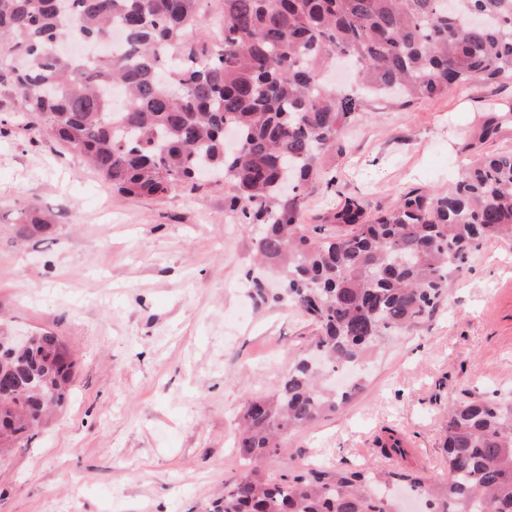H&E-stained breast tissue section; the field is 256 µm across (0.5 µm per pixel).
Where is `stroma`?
Wrapping results in <instances>:
<instances>
[{"label":"stroma","mask_w":512,"mask_h":512,"mask_svg":"<svg viewBox=\"0 0 512 512\" xmlns=\"http://www.w3.org/2000/svg\"><path fill=\"white\" fill-rule=\"evenodd\" d=\"M509 105L510 81L404 107L367 100L344 153L319 160L335 182L309 188L306 223L347 196L376 210L410 187L446 190L463 143ZM27 122L0 95V315L61 337L76 375L65 406L0 462V512H209L245 470L243 405L276 391L313 328L251 297L254 230L225 207L224 183L124 197ZM31 203L55 223L20 242L12 224ZM466 389L512 391V240L474 251L429 320L386 338L365 389L295 431L267 471L383 466L379 442L394 431L406 465L446 480L447 409Z\"/></svg>","instance_id":"stroma-1"}]
</instances>
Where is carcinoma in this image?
Segmentation results:
<instances>
[{
  "label": "carcinoma",
  "mask_w": 512,
  "mask_h": 512,
  "mask_svg": "<svg viewBox=\"0 0 512 512\" xmlns=\"http://www.w3.org/2000/svg\"><path fill=\"white\" fill-rule=\"evenodd\" d=\"M199 0H0V90L66 145L112 191L163 198L205 172L224 178L240 223L265 229L258 258L279 274L263 303L287 302L315 326L311 350L269 396L246 401L238 454L251 465L224 486L213 512H400L415 492L429 512H512V397L469 396L448 409V479L416 469L309 467L277 479L262 463L283 435L336 412L325 375L361 365L381 341L428 320L468 254L512 239V147L468 162L446 192L411 187L387 210L356 197L310 228L304 188L319 157L343 151V128L363 97L406 106L475 80H512V0H222V37L205 29ZM124 32L125 52L60 55L58 36L87 43ZM491 116L461 152L493 140ZM239 152L224 149V126ZM50 221L17 212L20 241ZM0 372L22 384L0 399V442H17L63 404L74 359L58 337L16 347L0 328Z\"/></svg>",
  "instance_id": "obj_1"
}]
</instances>
